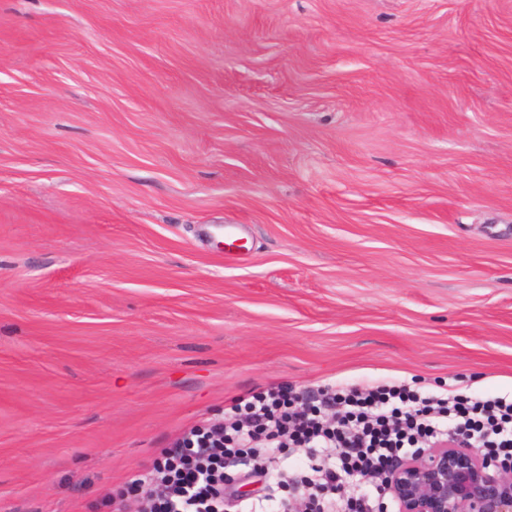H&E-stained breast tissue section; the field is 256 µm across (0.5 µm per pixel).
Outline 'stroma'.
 <instances>
[{
  "label": "stroma",
  "instance_id": "obj_1",
  "mask_svg": "<svg viewBox=\"0 0 512 512\" xmlns=\"http://www.w3.org/2000/svg\"><path fill=\"white\" fill-rule=\"evenodd\" d=\"M383 379L512 394V0H0V512Z\"/></svg>",
  "mask_w": 512,
  "mask_h": 512
}]
</instances>
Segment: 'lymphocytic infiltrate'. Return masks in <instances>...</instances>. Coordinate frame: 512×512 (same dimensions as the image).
<instances>
[{
    "label": "lymphocytic infiltrate",
    "instance_id": "obj_1",
    "mask_svg": "<svg viewBox=\"0 0 512 512\" xmlns=\"http://www.w3.org/2000/svg\"><path fill=\"white\" fill-rule=\"evenodd\" d=\"M461 437L490 455L512 458V398L437 395L386 381L365 387L327 385L297 393L273 388L230 404L220 422L192 427L134 482L140 512H285L275 493L238 506L224 486L226 465L305 448L314 464L270 473L308 492L309 512H336L345 477L380 476L420 440Z\"/></svg>",
    "mask_w": 512,
    "mask_h": 512
}]
</instances>
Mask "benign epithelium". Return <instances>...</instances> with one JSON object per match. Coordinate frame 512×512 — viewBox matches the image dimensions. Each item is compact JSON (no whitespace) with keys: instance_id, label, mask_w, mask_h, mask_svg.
<instances>
[{"instance_id":"obj_1","label":"benign epithelium","mask_w":512,"mask_h":512,"mask_svg":"<svg viewBox=\"0 0 512 512\" xmlns=\"http://www.w3.org/2000/svg\"><path fill=\"white\" fill-rule=\"evenodd\" d=\"M386 486L397 512H512V459L452 440L400 460Z\"/></svg>"}]
</instances>
